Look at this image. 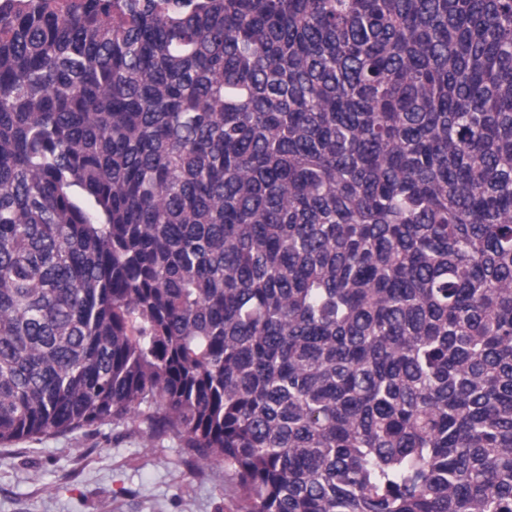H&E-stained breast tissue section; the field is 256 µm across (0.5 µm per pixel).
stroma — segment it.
I'll list each match as a JSON object with an SVG mask.
<instances>
[{
	"label": "stroma",
	"mask_w": 512,
	"mask_h": 512,
	"mask_svg": "<svg viewBox=\"0 0 512 512\" xmlns=\"http://www.w3.org/2000/svg\"><path fill=\"white\" fill-rule=\"evenodd\" d=\"M0 512H240L236 477L197 475L173 435L149 444L138 419L0 444Z\"/></svg>",
	"instance_id": "35a3bbf8"
}]
</instances>
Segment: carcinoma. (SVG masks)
<instances>
[{"label":"carcinoma","mask_w":512,"mask_h":512,"mask_svg":"<svg viewBox=\"0 0 512 512\" xmlns=\"http://www.w3.org/2000/svg\"><path fill=\"white\" fill-rule=\"evenodd\" d=\"M133 417L243 512H512V0L0 13V443Z\"/></svg>","instance_id":"cac0c4a2"}]
</instances>
